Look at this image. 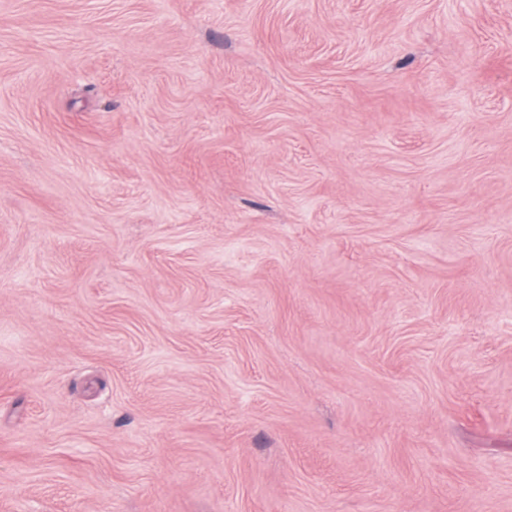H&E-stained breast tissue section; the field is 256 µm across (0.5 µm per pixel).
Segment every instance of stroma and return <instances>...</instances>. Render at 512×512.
Returning a JSON list of instances; mask_svg holds the SVG:
<instances>
[{
  "label": "stroma",
  "mask_w": 512,
  "mask_h": 512,
  "mask_svg": "<svg viewBox=\"0 0 512 512\" xmlns=\"http://www.w3.org/2000/svg\"><path fill=\"white\" fill-rule=\"evenodd\" d=\"M0 512H512V0H0Z\"/></svg>",
  "instance_id": "stroma-1"
}]
</instances>
